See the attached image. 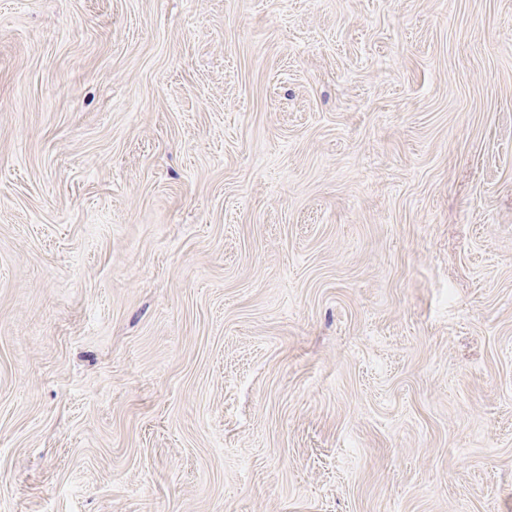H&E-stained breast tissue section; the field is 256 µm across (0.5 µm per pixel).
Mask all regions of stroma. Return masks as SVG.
Segmentation results:
<instances>
[{"instance_id":"stroma-1","label":"stroma","mask_w":512,"mask_h":512,"mask_svg":"<svg viewBox=\"0 0 512 512\" xmlns=\"http://www.w3.org/2000/svg\"><path fill=\"white\" fill-rule=\"evenodd\" d=\"M0 512H512V0H0Z\"/></svg>"}]
</instances>
